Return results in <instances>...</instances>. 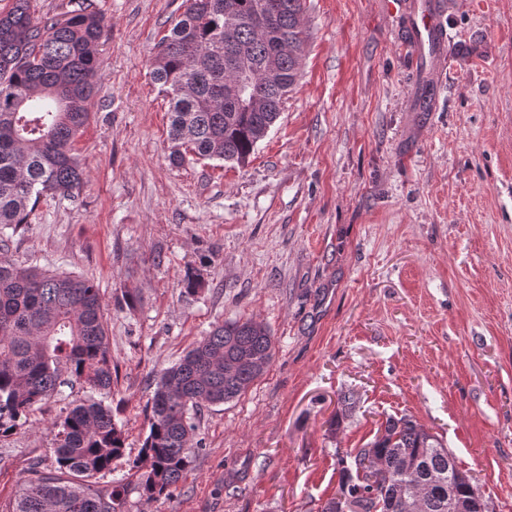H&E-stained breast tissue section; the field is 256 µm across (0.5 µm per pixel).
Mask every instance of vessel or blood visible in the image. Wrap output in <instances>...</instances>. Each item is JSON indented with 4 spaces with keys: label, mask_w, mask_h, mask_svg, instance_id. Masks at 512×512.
I'll return each mask as SVG.
<instances>
[{
    "label": "vessel or blood",
    "mask_w": 512,
    "mask_h": 512,
    "mask_svg": "<svg viewBox=\"0 0 512 512\" xmlns=\"http://www.w3.org/2000/svg\"><path fill=\"white\" fill-rule=\"evenodd\" d=\"M397 7L407 24V47L419 63H427V82L419 92V111H427L438 76L448 59L445 44L449 40L448 21L443 0H384Z\"/></svg>",
    "instance_id": "b4317fda"
}]
</instances>
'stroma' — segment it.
Instances as JSON below:
<instances>
[{"label":"stroma","instance_id":"stroma-1","mask_svg":"<svg viewBox=\"0 0 512 512\" xmlns=\"http://www.w3.org/2000/svg\"><path fill=\"white\" fill-rule=\"evenodd\" d=\"M89 2L106 29L75 142L84 183L0 227V253L99 289L126 448L94 489L127 487L124 512H320L337 453L405 415L512 512V0H446L449 65L427 112L382 0H305L299 80L242 166L169 161L151 70L183 0ZM246 318L270 329L271 365L198 414L205 450L173 496L145 502L131 462L160 371ZM83 396L61 387L0 438V512L54 470V424Z\"/></svg>","mask_w":512,"mask_h":512}]
</instances>
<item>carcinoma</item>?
<instances>
[{"label": "carcinoma", "instance_id": "carcinoma-1", "mask_svg": "<svg viewBox=\"0 0 512 512\" xmlns=\"http://www.w3.org/2000/svg\"><path fill=\"white\" fill-rule=\"evenodd\" d=\"M30 0L0 13V226L27 223L46 194L70 197L84 179L73 143L99 93L94 81L103 20L82 0L38 18ZM272 6L270 26L257 16ZM155 48L152 76L169 98L170 160L181 148L243 164L279 119L305 56L302 0H183ZM202 273L182 285L196 294ZM272 336L247 319L217 324L163 370L146 405L149 432L133 467L147 502L177 489L204 450L193 413L241 396L268 369ZM65 384L90 395L55 423L57 471L23 488L15 512H123L125 488L91 493L85 483L125 452L112 389L99 290L87 280L16 266L0 256V437ZM339 492L321 512H490L473 478L437 437L406 416L389 417L353 461L340 456Z\"/></svg>", "mask_w": 512, "mask_h": 512}]
</instances>
